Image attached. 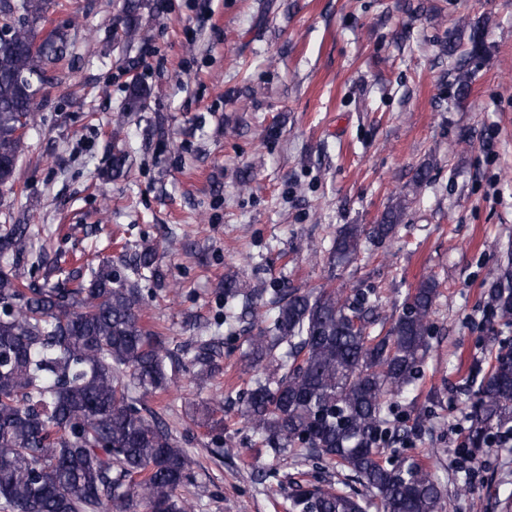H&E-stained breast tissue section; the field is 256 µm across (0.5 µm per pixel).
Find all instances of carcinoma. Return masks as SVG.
Wrapping results in <instances>:
<instances>
[{
  "mask_svg": "<svg viewBox=\"0 0 512 512\" xmlns=\"http://www.w3.org/2000/svg\"><path fill=\"white\" fill-rule=\"evenodd\" d=\"M49 0H0V185L16 193L23 129L36 124L35 90L47 100L58 87L57 70L69 53L67 33L44 30ZM157 0H124L121 38L147 32L141 16L159 11ZM148 98L130 86L125 113ZM128 156L112 155L108 175L124 176ZM403 207L378 224L344 225L330 248L331 261L353 259L365 242L394 233ZM33 256L31 225L0 226V509L3 512H193L178 490L191 483L190 461L179 438L144 397L167 391L174 353L164 332L145 324L141 280L168 287L157 247L145 242L133 277H121L112 260L81 255L64 269L59 257L37 258L63 275L40 282L25 273ZM264 289L224 280V297L241 301L240 318L252 315ZM438 289L420 282L384 333L381 297L355 303L334 288L288 289L271 326L246 337L244 370L264 367L252 380L241 417L262 447L293 453L349 471L372 494L325 478L294 481L292 512H443L439 478L410 457L387 450L398 432L385 410L416 379L429 351L430 319ZM494 316L512 322V285L491 295ZM222 356L216 336L200 341L193 356L199 390H214ZM468 435L458 453L478 465L512 433V350L500 352L474 391ZM456 493L469 512H485L465 480Z\"/></svg>",
  "mask_w": 512,
  "mask_h": 512,
  "instance_id": "obj_1",
  "label": "carcinoma"
}]
</instances>
